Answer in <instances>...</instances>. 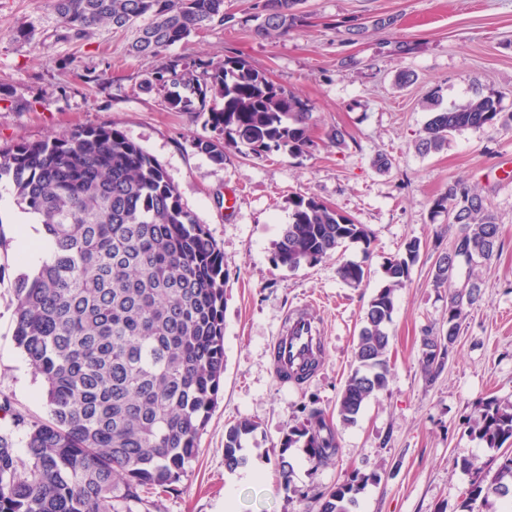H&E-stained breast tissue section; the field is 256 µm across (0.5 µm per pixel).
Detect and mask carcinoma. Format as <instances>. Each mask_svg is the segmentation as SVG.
Here are the masks:
<instances>
[{"label": "carcinoma", "instance_id": "obj_1", "mask_svg": "<svg viewBox=\"0 0 512 512\" xmlns=\"http://www.w3.org/2000/svg\"><path fill=\"white\" fill-rule=\"evenodd\" d=\"M255 31L286 35L306 17L300 0H269ZM67 32L80 36L100 25L122 29L141 17L130 51L155 59L207 28L247 27L252 16L230 18L224 0H49ZM145 84L162 93L169 109L198 112L218 134L195 147L214 161L245 148L260 156L302 152L311 142L312 107L274 84L243 59L151 69ZM501 119L500 98L477 97L433 112L416 149L439 151L454 132ZM42 227L32 250L44 257L15 278L14 339L41 376L46 416L16 410L0 399L11 428L0 431V512H136L174 490L197 459L200 437L224 376V253L204 224L183 209L163 168L114 126H84L41 141L0 147V181ZM291 221L274 243L273 261L289 271L312 267L343 243L369 249L362 224L313 197L291 201ZM436 207L454 209L457 227L433 270L448 284L456 258L470 267L492 258L499 225L486 199L461 185L448 188ZM420 240L405 242L386 261V284L371 298L354 352L355 368L341 392V423L357 422L366 403L388 386V327L395 291L410 279ZM350 287L368 279V267L342 262ZM468 298L448 294V321L422 339L427 381L443 369L468 309L481 303L478 279ZM288 430L282 448L297 443L314 466L339 453L333 419L318 407ZM469 433L499 450L512 440V402L490 397L469 420ZM257 425L243 418L224 432V464L245 463L242 441ZM22 434L25 457L16 452ZM491 479L471 482L461 512H480L490 501L512 500V451L496 456ZM370 477L353 473L322 495L319 512H355Z\"/></svg>", "mask_w": 512, "mask_h": 512}]
</instances>
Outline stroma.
Returning a JSON list of instances; mask_svg holds the SVG:
<instances>
[{
	"mask_svg": "<svg viewBox=\"0 0 512 512\" xmlns=\"http://www.w3.org/2000/svg\"><path fill=\"white\" fill-rule=\"evenodd\" d=\"M303 26L262 36L216 25L170 47L164 61L246 60L313 107L310 146L261 156L229 150L223 163L195 143L213 136L194 112L170 111L144 84L152 61L130 53L137 26H100L69 36L46 0H0V146L39 141L90 125H114L164 169L180 203L206 225L224 253V379L192 469L156 512H318L319 498L352 471L370 477L359 512H460L474 479L461 461L490 462L495 452L470 436L468 421L491 396L512 398V0H303ZM361 28L350 36V28ZM497 96L506 121L449 136L437 152L415 143L432 112ZM345 134L336 143L335 130ZM387 157L381 170L378 157ZM461 184L484 196L500 228L491 261L460 266L453 286L481 280L449 359L434 382L421 363L425 330L446 323L448 289L436 287L437 255L452 239L436 199ZM234 199L233 208L217 197ZM313 197L371 233L370 246L345 243L297 271L275 266L274 243L290 221V200ZM9 183L0 182V229L11 241L0 263V394L23 412H47L40 377L13 337L14 278L25 255ZM421 250L406 286L395 293L388 328L389 382L357 422L337 425L340 452L313 467L304 448L282 449L304 407L336 415L383 266L406 240ZM367 264L357 288L337 275L340 262ZM296 306L323 322V367L300 388H282L270 346ZM241 418L256 432L243 443V477L224 466V429ZM294 464L283 481L278 458Z\"/></svg>",
	"mask_w": 512,
	"mask_h": 512,
	"instance_id": "obj_1",
	"label": "stroma"
}]
</instances>
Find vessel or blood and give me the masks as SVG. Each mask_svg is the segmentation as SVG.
I'll return each instance as SVG.
<instances>
[{
    "label": "vessel or blood",
    "mask_w": 512,
    "mask_h": 512,
    "mask_svg": "<svg viewBox=\"0 0 512 512\" xmlns=\"http://www.w3.org/2000/svg\"><path fill=\"white\" fill-rule=\"evenodd\" d=\"M327 338L320 322L303 308L288 312L271 350V365L278 382L283 387L299 385L301 366L308 358L323 362Z\"/></svg>",
    "instance_id": "vessel-or-blood-1"
}]
</instances>
